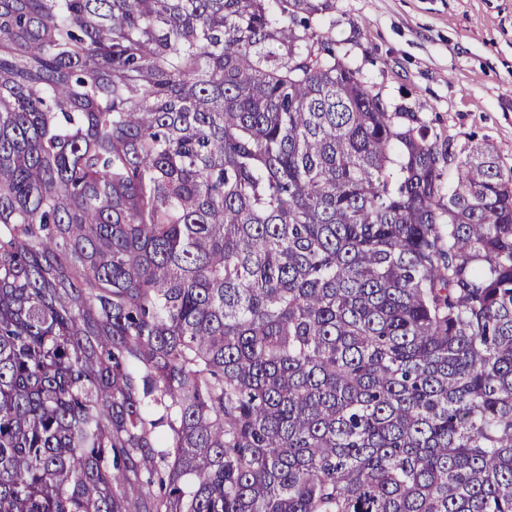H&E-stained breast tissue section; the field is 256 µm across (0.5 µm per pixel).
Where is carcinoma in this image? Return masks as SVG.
<instances>
[{
	"mask_svg": "<svg viewBox=\"0 0 512 512\" xmlns=\"http://www.w3.org/2000/svg\"><path fill=\"white\" fill-rule=\"evenodd\" d=\"M334 0H0V512H512V169Z\"/></svg>",
	"mask_w": 512,
	"mask_h": 512,
	"instance_id": "carcinoma-1",
	"label": "carcinoma"
}]
</instances>
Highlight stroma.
Instances as JSON below:
<instances>
[{"mask_svg": "<svg viewBox=\"0 0 512 512\" xmlns=\"http://www.w3.org/2000/svg\"><path fill=\"white\" fill-rule=\"evenodd\" d=\"M342 60L447 135L455 172L488 143L512 167V0H336Z\"/></svg>", "mask_w": 512, "mask_h": 512, "instance_id": "obj_1", "label": "stroma"}]
</instances>
